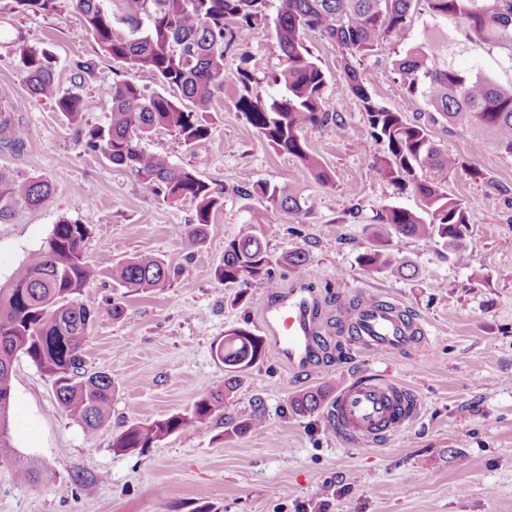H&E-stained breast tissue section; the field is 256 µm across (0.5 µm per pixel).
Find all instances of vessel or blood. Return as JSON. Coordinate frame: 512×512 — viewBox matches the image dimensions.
Segmentation results:
<instances>
[{
	"instance_id": "b4317fda",
	"label": "vessel or blood",
	"mask_w": 512,
	"mask_h": 512,
	"mask_svg": "<svg viewBox=\"0 0 512 512\" xmlns=\"http://www.w3.org/2000/svg\"><path fill=\"white\" fill-rule=\"evenodd\" d=\"M261 320L278 361L294 371L312 365L322 342V307L305 278L266 303ZM345 322L349 339L366 351L399 356L430 342L419 318L377 296L358 295ZM417 413L418 403L403 383L364 374L338 390L327 418L337 437L374 446L406 428Z\"/></svg>"
}]
</instances>
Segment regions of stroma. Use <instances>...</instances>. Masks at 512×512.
Masks as SVG:
<instances>
[{"instance_id":"35a3bbf8","label":"stroma","mask_w":512,"mask_h":512,"mask_svg":"<svg viewBox=\"0 0 512 512\" xmlns=\"http://www.w3.org/2000/svg\"><path fill=\"white\" fill-rule=\"evenodd\" d=\"M10 6L0 0V85L10 89L8 104L26 139L20 150L0 148V169L46 180L53 192L41 207L0 224V286L64 218L91 227L84 243L90 261L148 255L181 274L171 287L147 293H122L108 275L86 290L101 312L84 345V367L108 373L114 385L105 427L87 430L64 413L49 378L17 355L12 447L0 457V512H300L323 497L330 501L328 512H512V156L490 144L474 150L465 128L431 120L429 106L420 104L408 121L424 123L435 144L464 163L444 189L492 221L470 225L464 265L449 259L442 244L389 234L378 215L391 206L416 210L420 201L373 170L371 157L384 147L358 101L336 93L344 77L340 54L312 33L307 45L326 74L331 107L342 123L304 136L334 184H318L298 159L276 154L235 109L237 89L230 82L204 114L207 138L187 146L162 130L145 140L147 151L193 169L224 197L202 251L190 256L181 230L196 223L195 203L163 201L85 146L90 129L110 122L100 87L127 79V72L100 51L70 0L49 15L13 14ZM265 13L246 50L253 89L267 97L279 91L271 80L279 64L273 0ZM428 22L426 13H415L404 36L365 62L363 76L383 104L399 102L392 63ZM441 28L450 63L500 84L512 82L502 55L467 41L455 19L442 20ZM20 35L52 52L61 89L83 98L81 122L69 121L54 100L31 95L14 46ZM86 59L95 61V73L81 82L75 63ZM473 168L479 178H471ZM260 183L300 191L314 210L306 218L269 210L258 232L268 244L273 287L228 288L215 269L227 240L251 209L262 206L260 196L242 194ZM374 232L388 236L389 251L411 263L414 276L394 269L373 273L359 264ZM296 250L308 255L307 286L323 308L326 342L316 366L295 372L263 357L241 372L223 415L152 447L115 451L114 438L132 423L191 414L202 394L223 387L228 373L214 344L234 328L261 334L272 289H286L296 277L286 260ZM361 293L401 302L424 319L430 352H358L348 339L344 310ZM111 301L121 303L120 319L106 313ZM362 372L404 383L419 403L417 418L383 445L348 444L329 429L326 408L301 413L291 406L294 396L308 391L333 398ZM254 417L262 421L257 431L229 432V424ZM16 460L48 469L51 483L19 481Z\"/></svg>"}]
</instances>
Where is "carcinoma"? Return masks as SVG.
Here are the masks:
<instances>
[{"label":"carcinoma","instance_id":"carcinoma-1","mask_svg":"<svg viewBox=\"0 0 512 512\" xmlns=\"http://www.w3.org/2000/svg\"><path fill=\"white\" fill-rule=\"evenodd\" d=\"M18 13L58 10L62 0H11ZM99 48L126 70L148 73L171 94L147 95L134 80L116 81L102 89L111 122L89 131L87 148L101 152L112 164L133 173L143 187L176 202L197 203L198 223L188 224L181 237L188 253L199 252L206 240L211 213L223 206L220 192L184 166L169 163L147 151L142 142L159 128L173 131L186 145L209 135L203 119L213 98L224 90V56L247 43L253 20L267 0H70ZM433 20L456 19L465 38L497 49L512 64V0H278L273 32L279 48V69L273 82L281 87L263 99L252 93L250 57L243 52L234 78L235 108L279 155L298 158L323 185L334 175L310 152L303 132L329 122L338 123L329 108L327 78L306 45L309 33L342 55L345 78L336 93L353 97L367 116L373 136L385 146L372 166L400 190L412 189L422 208L416 212L390 207L378 220L395 233L421 241L441 239L453 259H467L464 239L476 223L475 211L442 187L448 176L463 167L460 158L439 148L425 126L409 123L405 113L424 101L450 124L466 127L473 146L493 143L512 155V84L503 86L479 71L465 72L448 63V41L432 24L415 46L399 55L394 71L402 87L401 102L381 104L369 91L360 66L381 46L410 26L419 3ZM18 61L31 94L55 101L59 111L77 120L83 99L60 91L54 57L47 49L18 46ZM25 132L9 113L0 114V145L18 148ZM52 187L37 180L0 171V223L17 211L44 204ZM264 206L252 211L249 221L226 242L224 263L215 270L227 287L271 285L272 260L257 226L266 222L268 209L307 217L309 198L277 187L259 186ZM91 234L86 224L65 219L51 236L30 253L6 288L0 287V454L12 447L11 403L13 362L28 356L51 380L61 409L90 430L106 425L112 415V377L105 372L82 371V350L89 327L100 313L86 299L85 288L109 272L115 285L129 291L167 288L179 271L148 256H133L116 266L101 259L88 262L83 244ZM362 266L381 271L394 257L381 245L360 254ZM215 357L232 376L225 389L201 396L191 415H172L152 422H137L113 440L118 451L150 448L168 435L182 431L224 411V398L233 389L235 373L266 354L262 339L242 329H231L214 348ZM322 393L308 392L293 401L299 411L316 410ZM19 480L48 482L50 473L19 465Z\"/></svg>","mask_w":512,"mask_h":512}]
</instances>
